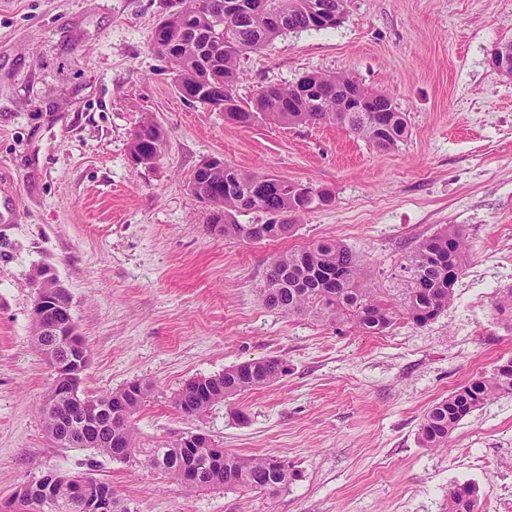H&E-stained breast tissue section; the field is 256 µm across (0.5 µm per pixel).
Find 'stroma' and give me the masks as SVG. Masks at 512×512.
I'll use <instances>...</instances> for the list:
<instances>
[{
    "mask_svg": "<svg viewBox=\"0 0 512 512\" xmlns=\"http://www.w3.org/2000/svg\"><path fill=\"white\" fill-rule=\"evenodd\" d=\"M160 0H0V501L49 470L96 460L131 512H446L471 485L478 512H512V394L422 447L428 408L512 357L494 303L512 288V77L491 65L512 40V0H347L336 28L287 32L240 62L234 95L311 73H345L390 97L408 125L380 152L336 125L244 127L183 100L176 67L151 45ZM152 120L160 158L133 163L134 130ZM219 156L330 192L288 238L224 237L190 190ZM472 252L434 321L379 335L337 332L266 307L271 259L324 238L367 259L381 287L404 254L442 225ZM53 267L90 362L91 395L139 380L154 395L134 417L150 440L204 432L298 473L276 497L185 494L157 472L59 447L45 431L54 371L33 348V283ZM275 356L280 383L192 419L173 397L194 378Z\"/></svg>",
    "mask_w": 512,
    "mask_h": 512,
    "instance_id": "35a3bbf8",
    "label": "stroma"
}]
</instances>
